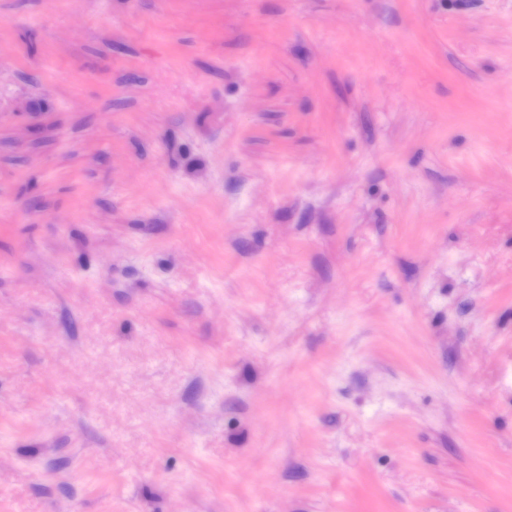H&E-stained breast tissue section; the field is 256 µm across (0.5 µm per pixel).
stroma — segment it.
I'll return each mask as SVG.
<instances>
[{
    "instance_id": "1",
    "label": "stroma",
    "mask_w": 512,
    "mask_h": 512,
    "mask_svg": "<svg viewBox=\"0 0 512 512\" xmlns=\"http://www.w3.org/2000/svg\"><path fill=\"white\" fill-rule=\"evenodd\" d=\"M0 512H512V0H0Z\"/></svg>"
}]
</instances>
